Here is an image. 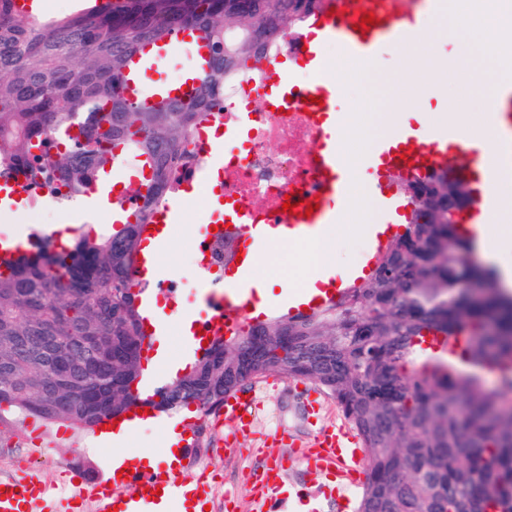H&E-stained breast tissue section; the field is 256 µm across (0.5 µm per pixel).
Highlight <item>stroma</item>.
<instances>
[{"label": "stroma", "mask_w": 512, "mask_h": 512, "mask_svg": "<svg viewBox=\"0 0 512 512\" xmlns=\"http://www.w3.org/2000/svg\"><path fill=\"white\" fill-rule=\"evenodd\" d=\"M458 36L428 29L420 45L442 60L443 65L421 83H410L399 75L395 52H382L369 64L365 82L345 86L336 108L359 114L360 123L347 126L346 148L369 151L377 137L390 127L400 125L408 111L441 108L445 114L461 109L477 111L485 94L492 91L499 78L495 65L483 57L481 48L458 49ZM211 208L207 192H199L175 231L174 248L165 252L164 262L174 273L180 287L182 307L192 308L198 298L201 281L195 269L196 237L202 213ZM356 223L334 225L326 239L335 252L340 267L354 265L364 256L368 244ZM313 268V260L304 245L274 247L264 253L257 265L258 277L273 280V293L287 290L303 281ZM308 384L270 373L252 384L256 397L252 427L244 433L225 425L223 413L210 416L198 433L199 446L192 469L207 483L213 512H225L224 496L233 492L237 512H262L264 504L257 491V479L274 461L287 466V481H302L317 489L323 478L301 463L306 448L313 445L317 433L346 420L329 398H322L317 419H309L303 410ZM186 422L197 421L194 407L175 410L174 414L156 413L154 421L132 435L122 447L105 446L92 433L67 423L46 425L47 436L41 445L28 439V419L11 415L0 421V474L34 465L62 496L67 487L60 480L59 466H68L84 482L97 481L118 451L149 452L164 456L167 449L166 424L170 417Z\"/></svg>", "instance_id": "stroma-1"}]
</instances>
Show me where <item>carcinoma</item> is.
<instances>
[{"label": "carcinoma", "mask_w": 512, "mask_h": 512, "mask_svg": "<svg viewBox=\"0 0 512 512\" xmlns=\"http://www.w3.org/2000/svg\"><path fill=\"white\" fill-rule=\"evenodd\" d=\"M0 0V176L22 175L66 204L131 156L149 167L136 222L85 224L60 248L42 238L0 276V420L18 411L92 432L140 402V311L131 293L143 225L174 195L173 171L224 86L326 0H90L29 18ZM183 27L210 51L194 96L143 107L124 96L131 58ZM400 188L411 219L361 283L311 314L272 316L216 336L160 393L161 412L202 416L269 372L330 396L367 465L356 512H512V302L474 284L473 248L448 209V166ZM55 337L52 358L27 346ZM77 364L83 392H66ZM486 369L502 372L496 388Z\"/></svg>", "instance_id": "1"}]
</instances>
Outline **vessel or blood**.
Here are the masks:
<instances>
[{
    "instance_id": "1",
    "label": "vessel or blood",
    "mask_w": 512,
    "mask_h": 512,
    "mask_svg": "<svg viewBox=\"0 0 512 512\" xmlns=\"http://www.w3.org/2000/svg\"><path fill=\"white\" fill-rule=\"evenodd\" d=\"M332 6L333 13L322 12L314 16L305 38L307 49L299 55L301 61L313 68L316 79L312 86L295 88L293 72L273 64L267 67L266 80L271 101L306 107L320 131V138L311 151L312 167L319 182L318 208L306 217L285 214L279 222L263 210L248 207L232 209L226 220L213 216L206 218L203 233L213 232L220 237L234 234L243 258L235 265V279L218 286L207 277L210 268L207 254H199L197 272L202 284L199 308L189 312L184 333V342L191 348H200L204 339L219 329L225 335H233L258 311L261 300L252 282L263 247L319 237L324 226L336 223L339 218L332 207L333 201L346 199L350 194L347 159L337 143L348 118L336 110L340 85L323 76L325 43L338 41L347 54L367 58L382 42L397 41L428 29L438 14L441 0H422L419 7L410 10L399 7L397 0H333ZM366 12L373 13L377 23L365 31L359 29L358 24ZM173 55L182 56L185 63L180 78L171 82L162 77L160 68ZM208 58L209 48L199 35L183 30L174 32L163 48L145 53L134 61L125 86L126 95L144 105L155 102L160 96L189 99L196 77L206 69ZM486 125L494 134L488 142L490 151L502 152L508 136L512 135L511 94L491 106ZM452 145L456 146L461 158L457 172L473 189L471 205L461 213L460 219L464 224H473L479 216L499 206L491 186L499 168L466 147L453 128L408 131L394 128L389 139L379 141L374 150L383 159L386 173L409 174L447 161L448 148ZM29 193L23 177L8 181L0 179V209L14 206ZM370 204L390 223L410 214L409 205L379 186L373 189ZM186 206L187 202L182 198L164 205L154 214L151 226L144 228L141 234V251L132 287L143 296L142 332L147 336L163 334L171 316L181 311L179 297L169 287L158 255L171 243L173 227L182 222ZM32 242L29 236L0 233V273L7 272ZM384 245L381 235H374L371 252L359 267L341 273L321 270L315 287H291L283 295L281 306L293 313H308L335 301L341 290L357 285L364 273L369 272L376 252ZM251 406V400L239 397L225 403V424L241 432L247 431L250 424L243 416L250 413ZM307 465L317 473L350 479L364 467L365 456L357 436L343 428H328L318 433L307 456ZM284 470L285 465L280 462L268 467L263 474L260 496L267 512H283L295 495L294 489L285 484ZM127 485L132 486V494H124L123 488ZM206 491V486L188 467L175 466L162 472L134 465L128 473L113 476L111 482L100 483L90 490L70 484L67 494L57 499L49 494L40 471L27 467L0 478V512H84L90 501L95 504V512H145L146 508L162 502L166 503L168 512H204L208 503Z\"/></svg>"
}]
</instances>
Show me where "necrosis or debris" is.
I'll return each instance as SVG.
<instances>
[{"instance_id": "4bbe7bcc", "label": "necrosis or debris", "mask_w": 512, "mask_h": 512, "mask_svg": "<svg viewBox=\"0 0 512 512\" xmlns=\"http://www.w3.org/2000/svg\"><path fill=\"white\" fill-rule=\"evenodd\" d=\"M319 132L301 108H257L249 147L224 165L225 195L279 214L286 196L317 188L309 153Z\"/></svg>"}]
</instances>
